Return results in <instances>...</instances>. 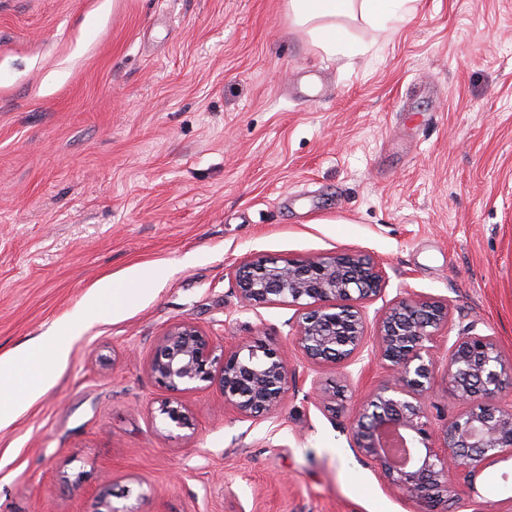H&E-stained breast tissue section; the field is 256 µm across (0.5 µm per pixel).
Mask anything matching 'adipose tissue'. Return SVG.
I'll return each mask as SVG.
<instances>
[{"mask_svg": "<svg viewBox=\"0 0 512 512\" xmlns=\"http://www.w3.org/2000/svg\"><path fill=\"white\" fill-rule=\"evenodd\" d=\"M415 0H286L289 26L314 47L331 57L353 58L365 52L363 41L352 31L362 21L378 32L389 22L410 16ZM42 379L30 371L26 358L12 359L8 374L0 375V391L11 392L0 399V422H7L26 395L40 391Z\"/></svg>", "mask_w": 512, "mask_h": 512, "instance_id": "ef3b65f1", "label": "adipose tissue"}]
</instances>
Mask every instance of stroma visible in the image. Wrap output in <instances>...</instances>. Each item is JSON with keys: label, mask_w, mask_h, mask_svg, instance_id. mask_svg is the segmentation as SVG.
Returning <instances> with one entry per match:
<instances>
[{"label": "stroma", "mask_w": 512, "mask_h": 512, "mask_svg": "<svg viewBox=\"0 0 512 512\" xmlns=\"http://www.w3.org/2000/svg\"><path fill=\"white\" fill-rule=\"evenodd\" d=\"M359 250L388 284L446 302L512 362V0H417L350 60L290 32L285 0H0V359L43 351L42 389L0 426V512H417L350 448L370 355L311 364L297 311L244 306V257ZM163 267V280L143 278ZM131 298L89 319L102 284ZM191 319L216 345L261 337L296 384L251 422L217 384L168 432L148 364ZM454 512H512V459L459 484Z\"/></svg>", "instance_id": "obj_1"}]
</instances>
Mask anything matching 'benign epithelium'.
Returning a JSON list of instances; mask_svg holds the SVG:
<instances>
[{
	"label": "benign epithelium",
	"instance_id": "benign-epithelium-1",
	"mask_svg": "<svg viewBox=\"0 0 512 512\" xmlns=\"http://www.w3.org/2000/svg\"><path fill=\"white\" fill-rule=\"evenodd\" d=\"M238 293L249 305L297 307L292 340L314 364H348L368 349L387 367L391 381L356 402L350 411L349 441L375 465L387 483L416 499L419 512H448L456 480L470 482L478 468L512 453V364L496 339L469 327L448 355L433 353L448 330V304L406 293L391 302L368 334L363 303L387 286L382 263L362 251L302 258H247L232 270ZM150 372L168 396L158 416L166 428L193 429L180 400L199 382H216L224 406L242 419L276 410L292 388L288 354L260 340L217 349L195 323L173 324L155 347ZM462 406L441 429V451L427 398L438 372Z\"/></svg>",
	"mask_w": 512,
	"mask_h": 512
}]
</instances>
